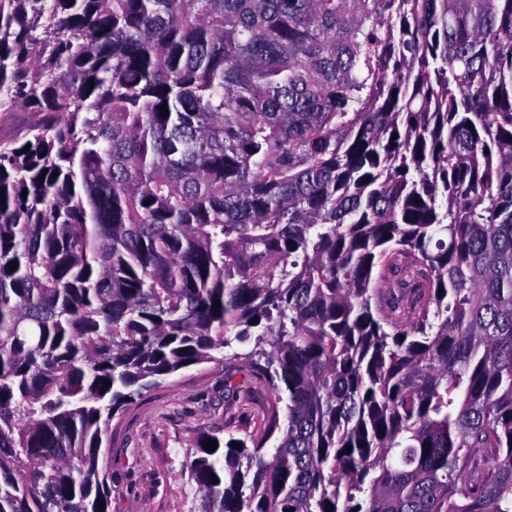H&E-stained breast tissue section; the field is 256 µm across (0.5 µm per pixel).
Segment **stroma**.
<instances>
[{
    "label": "stroma",
    "instance_id": "1",
    "mask_svg": "<svg viewBox=\"0 0 512 512\" xmlns=\"http://www.w3.org/2000/svg\"><path fill=\"white\" fill-rule=\"evenodd\" d=\"M267 404L264 380L229 353L144 392L112 421L105 449L112 512H192L188 464L197 434L244 437L260 426Z\"/></svg>",
    "mask_w": 512,
    "mask_h": 512
}]
</instances>
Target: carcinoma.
Masks as SVG:
<instances>
[{"instance_id":"obj_1","label":"carcinoma","mask_w":512,"mask_h":512,"mask_svg":"<svg viewBox=\"0 0 512 512\" xmlns=\"http://www.w3.org/2000/svg\"><path fill=\"white\" fill-rule=\"evenodd\" d=\"M16 112L0 512H112V420L235 341L193 512H512V0H0Z\"/></svg>"}]
</instances>
